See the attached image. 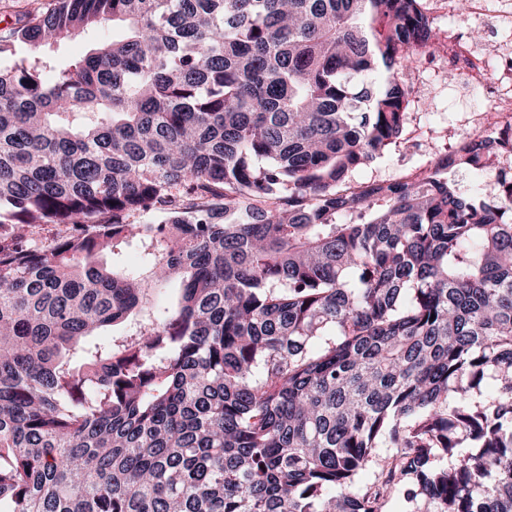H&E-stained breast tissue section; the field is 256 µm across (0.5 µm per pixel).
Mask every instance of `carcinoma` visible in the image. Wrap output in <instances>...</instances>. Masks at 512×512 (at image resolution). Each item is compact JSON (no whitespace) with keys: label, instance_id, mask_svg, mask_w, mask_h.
I'll list each match as a JSON object with an SVG mask.
<instances>
[{"label":"carcinoma","instance_id":"cac0c4a2","mask_svg":"<svg viewBox=\"0 0 512 512\" xmlns=\"http://www.w3.org/2000/svg\"><path fill=\"white\" fill-rule=\"evenodd\" d=\"M104 22L0 66L4 512H512V141L353 179L422 0H60L0 54ZM120 35V28L114 27L112 29V22H107L102 26L87 29L72 38L54 44L51 54L58 62L62 63L73 57L84 55L104 39L112 40V36L118 37ZM44 53V49H35L33 46L15 42L10 51L0 56V65L2 67H12L21 64H27L32 61L35 56ZM484 176L486 179V182L489 181V178H487L485 175L470 171V170H457L454 174V178L456 182L458 183L459 188L463 192H471L478 188L484 189V191H481L484 196L492 197L498 193V186H496L495 189H493L492 180L490 183L484 182L483 185L480 187L478 186V179ZM493 189V190H492Z\"/></svg>","mask_w":512,"mask_h":512}]
</instances>
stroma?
Masks as SVG:
<instances>
[{
	"label": "stroma",
	"mask_w": 512,
	"mask_h": 512,
	"mask_svg": "<svg viewBox=\"0 0 512 512\" xmlns=\"http://www.w3.org/2000/svg\"><path fill=\"white\" fill-rule=\"evenodd\" d=\"M425 7L441 33L462 40L477 35L496 45V52L487 56L491 69L502 63L500 50L512 52V0H504L499 13L480 23L450 12L448 0H425ZM120 34V29L106 23L54 44L52 54L62 63ZM405 82L410 95L404 141L384 157L357 169L353 174L357 181L394 182L429 167L458 140L472 135L474 111L489 108L493 100L492 94L469 88L462 63L444 55L420 58L406 70Z\"/></svg>",
	"instance_id": "obj_1"
}]
</instances>
